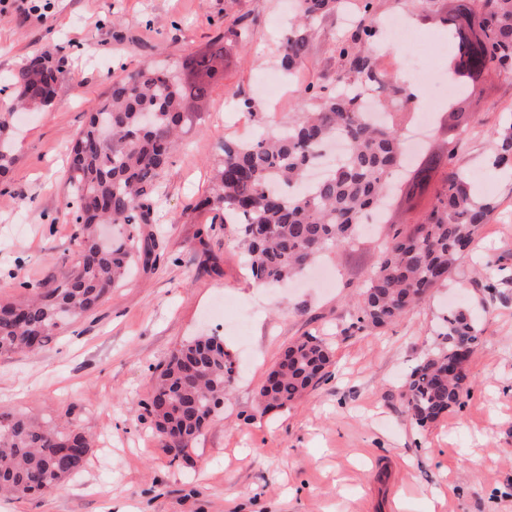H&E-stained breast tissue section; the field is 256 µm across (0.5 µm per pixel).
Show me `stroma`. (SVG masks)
<instances>
[{"mask_svg": "<svg viewBox=\"0 0 512 512\" xmlns=\"http://www.w3.org/2000/svg\"><path fill=\"white\" fill-rule=\"evenodd\" d=\"M47 18L0 13V88L42 56L64 58L53 106L15 123V163L0 176V301L24 281L57 274L75 259L78 227L61 213L67 147L115 76L180 62L224 42V76L193 107L184 145L162 180L143 236L155 262L136 267L96 312L59 331L34 355L0 354V414H21L84 432L83 468L53 491L0 497V512H512V179L487 155L501 113L512 110V77L491 78L468 101L475 124L448 127L439 105L428 148L458 139L457 159L475 170L478 197L497 203L446 288L381 330L352 328V301L380 256L379 229L365 230L319 262L313 280L275 288L247 270L232 225L190 210L210 187L224 143L239 137L235 101L287 121L306 84L340 69L338 38L350 5L317 23L309 51L281 71V40L293 0H52ZM371 19L412 22L446 73L448 35L434 5L372 0ZM254 25L248 41L227 35L233 18ZM208 230L206 242L197 233ZM218 261L222 273L209 271ZM482 330L468 396L421 429L405 414L401 386L436 347L449 298ZM305 335L333 352L326 378L303 400L268 414L256 396L282 350ZM218 336L236 366L224 407L184 455L173 456L144 410L156 369L180 343Z\"/></svg>", "mask_w": 512, "mask_h": 512, "instance_id": "35a3bbf8", "label": "stroma"}]
</instances>
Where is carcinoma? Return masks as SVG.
Wrapping results in <instances>:
<instances>
[{"mask_svg":"<svg viewBox=\"0 0 512 512\" xmlns=\"http://www.w3.org/2000/svg\"><path fill=\"white\" fill-rule=\"evenodd\" d=\"M341 4L299 0V23L283 41L284 69L303 61L313 26ZM354 6L360 19L337 46L345 67L321 84L306 85L302 95L311 107L294 113L278 131L251 141H224L210 190L193 206L213 212L216 222L238 226L251 274L265 284L291 280L322 253L349 245L362 214L392 190L402 167L400 130L392 122L364 118L360 95L349 89L387 86L370 53L377 36L369 21L371 0H355ZM441 23L452 47L448 74L458 78L461 91L473 93L493 76L512 75V0H453ZM223 52L221 46L192 57L187 80L167 64L113 80L109 99L69 146L65 209L80 228L79 259L63 260L59 275L46 284L20 282L27 298L0 303L1 354L38 351L55 332L95 312L132 266L149 264L155 244L140 235L138 225L148 223L179 131L192 120L187 106L210 95ZM59 73V65L41 61L10 75L12 97L0 108L1 175L15 161L14 114L50 106ZM338 135L349 145L343 161L311 189H301L306 169ZM455 158L456 142L450 141L445 150L415 159L399 182V202L408 206L423 199L433 181L440 180V186L414 230L388 228L379 261L358 294L357 328L383 329L424 302L448 281L454 263L490 221L495 203L476 198L470 172ZM490 163L512 173V121L496 130ZM111 223L126 225L128 234L104 241L99 227ZM438 335L445 345L411 369L400 392L407 417L422 428L470 393L467 365L456 373L448 369L462 359L461 352H471L480 330L469 314L454 309L441 318ZM331 365V349L321 338L292 341L262 382L257 411L265 414L301 399ZM233 374L217 336L181 343L161 365L146 411L174 456L201 436L224 403ZM89 448L78 430L64 432L47 422L0 414V491L17 497L49 493L82 468Z\"/></svg>","mask_w":512,"mask_h":512,"instance_id":"carcinoma-1","label":"carcinoma"}]
</instances>
